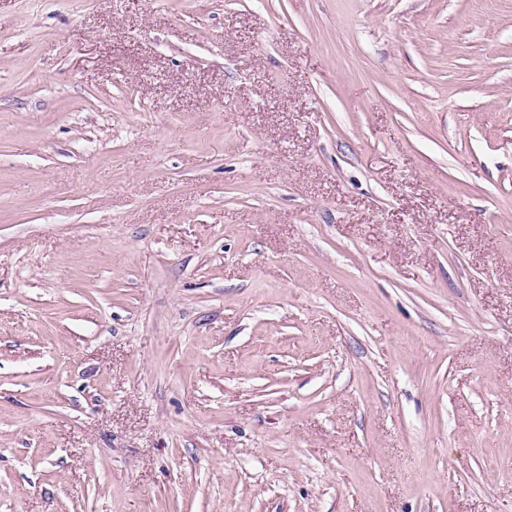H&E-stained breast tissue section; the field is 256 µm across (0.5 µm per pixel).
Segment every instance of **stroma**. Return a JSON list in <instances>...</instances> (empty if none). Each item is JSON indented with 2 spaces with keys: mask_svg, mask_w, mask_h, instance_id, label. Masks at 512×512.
Wrapping results in <instances>:
<instances>
[{
  "mask_svg": "<svg viewBox=\"0 0 512 512\" xmlns=\"http://www.w3.org/2000/svg\"><path fill=\"white\" fill-rule=\"evenodd\" d=\"M0 512H512V0H0Z\"/></svg>",
  "mask_w": 512,
  "mask_h": 512,
  "instance_id": "35a3bbf8",
  "label": "stroma"
}]
</instances>
